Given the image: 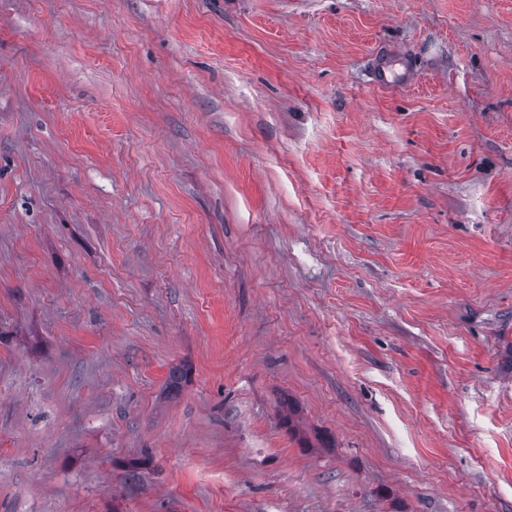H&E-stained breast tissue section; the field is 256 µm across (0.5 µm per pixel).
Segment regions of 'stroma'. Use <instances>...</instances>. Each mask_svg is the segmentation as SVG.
Here are the masks:
<instances>
[{
    "label": "stroma",
    "mask_w": 512,
    "mask_h": 512,
    "mask_svg": "<svg viewBox=\"0 0 512 512\" xmlns=\"http://www.w3.org/2000/svg\"><path fill=\"white\" fill-rule=\"evenodd\" d=\"M0 512H512V0H0ZM398 61H401L403 66L401 74L395 68ZM370 75L371 82L380 87L392 86L398 81L408 82L411 79V64L386 51L379 52L375 54Z\"/></svg>",
    "instance_id": "35a3bbf8"
}]
</instances>
